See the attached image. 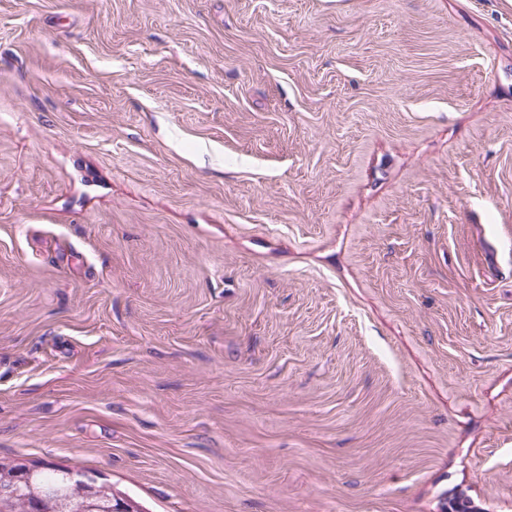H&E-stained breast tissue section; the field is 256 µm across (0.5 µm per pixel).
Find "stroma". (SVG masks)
<instances>
[{"instance_id": "obj_1", "label": "stroma", "mask_w": 512, "mask_h": 512, "mask_svg": "<svg viewBox=\"0 0 512 512\" xmlns=\"http://www.w3.org/2000/svg\"><path fill=\"white\" fill-rule=\"evenodd\" d=\"M0 460L512 512V0H0Z\"/></svg>"}]
</instances>
